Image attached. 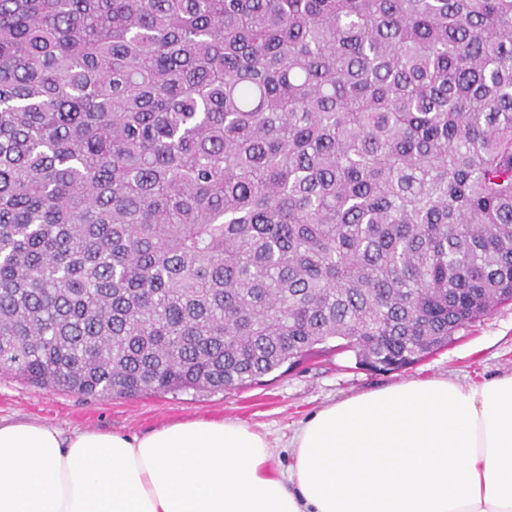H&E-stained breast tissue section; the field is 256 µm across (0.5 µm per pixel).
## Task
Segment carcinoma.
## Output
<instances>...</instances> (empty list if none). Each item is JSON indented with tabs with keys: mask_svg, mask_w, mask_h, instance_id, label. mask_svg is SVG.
Here are the masks:
<instances>
[{
	"mask_svg": "<svg viewBox=\"0 0 512 512\" xmlns=\"http://www.w3.org/2000/svg\"><path fill=\"white\" fill-rule=\"evenodd\" d=\"M512 301V0H0V373L414 365Z\"/></svg>",
	"mask_w": 512,
	"mask_h": 512,
	"instance_id": "cac0c4a2",
	"label": "carcinoma"
}]
</instances>
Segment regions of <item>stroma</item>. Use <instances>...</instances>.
Wrapping results in <instances>:
<instances>
[{
    "instance_id": "stroma-1",
    "label": "stroma",
    "mask_w": 512,
    "mask_h": 512,
    "mask_svg": "<svg viewBox=\"0 0 512 512\" xmlns=\"http://www.w3.org/2000/svg\"><path fill=\"white\" fill-rule=\"evenodd\" d=\"M506 374H512V302L461 329L447 348L399 371L361 368L353 353L329 349L246 389L108 400L47 390L0 375V418L121 434L143 433L185 419L234 418L283 445L313 411L358 393L409 379L445 377L469 384Z\"/></svg>"
}]
</instances>
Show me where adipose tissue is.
<instances>
[{"label": "adipose tissue", "mask_w": 512, "mask_h": 512, "mask_svg": "<svg viewBox=\"0 0 512 512\" xmlns=\"http://www.w3.org/2000/svg\"><path fill=\"white\" fill-rule=\"evenodd\" d=\"M233 419L149 434L0 419V512H512V375L407 380L288 442Z\"/></svg>", "instance_id": "ef3b65f1"}]
</instances>
